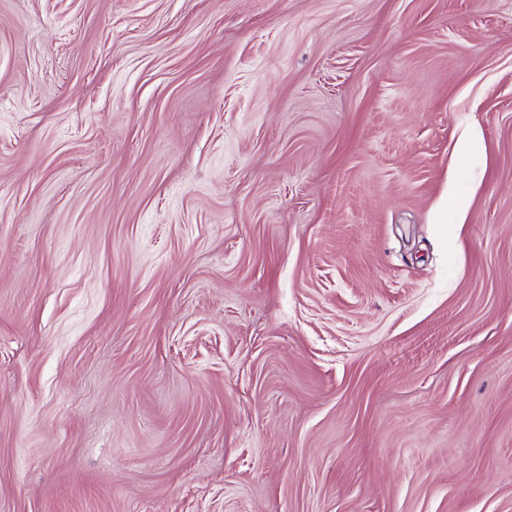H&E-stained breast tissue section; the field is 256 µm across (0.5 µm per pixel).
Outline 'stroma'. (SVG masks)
Instances as JSON below:
<instances>
[{
	"label": "stroma",
	"instance_id": "35a3bbf8",
	"mask_svg": "<svg viewBox=\"0 0 512 512\" xmlns=\"http://www.w3.org/2000/svg\"><path fill=\"white\" fill-rule=\"evenodd\" d=\"M0 512H512V0H0Z\"/></svg>",
	"mask_w": 512,
	"mask_h": 512
}]
</instances>
